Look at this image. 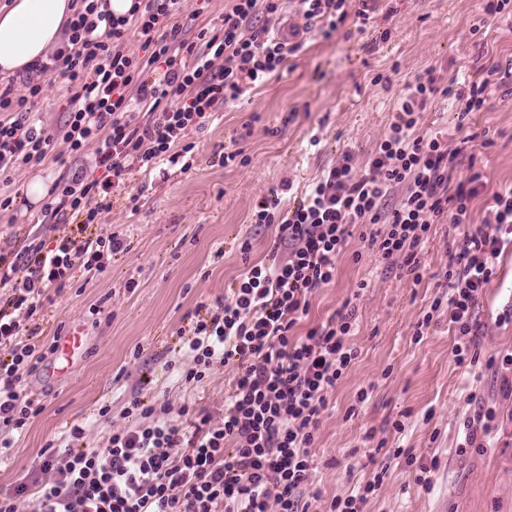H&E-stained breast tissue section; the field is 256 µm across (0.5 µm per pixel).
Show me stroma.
<instances>
[{"label":"stroma","mask_w":512,"mask_h":512,"mask_svg":"<svg viewBox=\"0 0 512 512\" xmlns=\"http://www.w3.org/2000/svg\"><path fill=\"white\" fill-rule=\"evenodd\" d=\"M483 16L481 0H378L364 29L349 20L331 36H302L280 77L247 90L192 131L189 170L176 165L162 175L132 173L99 226L122 233L129 251L115 255L105 274L77 278L50 292L45 303L47 332L60 324L82 329L84 348L66 372H58L54 359L29 377V391L45 408L0 458V491L24 477L47 441L106 402L111 425L87 439L105 445L112 428L127 424L121 411L131 391L168 402L170 419H178L185 392L170 365L182 359L181 333L197 302L224 298L248 266L271 259L277 227L253 223L257 200L286 182L292 194H301L346 151L364 171L407 84L424 70L444 85L453 75L475 77L481 66L512 59V26L496 22L486 36L474 35ZM422 127L464 143L453 179L481 173L486 188L473 200L471 215L474 225L488 227L492 193L512 186V95L494 98L488 110L462 122L447 101L435 98ZM481 132L492 146L483 147ZM232 151L242 152L243 161L222 164ZM26 179L14 177L13 209L0 212V249L8 252L28 244L29 220L44 218L43 209L25 202ZM14 214L20 223H11ZM246 239L252 249L245 255L239 244ZM360 248L359 239L350 238L335 280L316 293L309 315L326 319L349 299L356 308L349 342L357 357L330 396L316 435L313 490L327 501L380 472L383 483L364 512H512V398L503 395L501 373L485 365L512 349V320L502 318L512 303V253L499 258L475 311L479 330L472 347L480 361L465 369L454 361L456 336L447 317L434 319L422 338L414 336L443 283L447 225L432 228L422 252L427 274L419 284L384 272L375 256L354 260ZM362 280L369 286L356 292ZM232 378V366L212 369L195 391L199 408L221 413ZM363 389L368 397L361 403ZM484 406L498 413L486 451L457 455L464 421ZM396 420L403 431H394ZM369 432L383 450L366 444ZM392 448L412 449L426 462L440 459L433 491L415 483L403 460L389 457Z\"/></svg>","instance_id":"1"}]
</instances>
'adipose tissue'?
Returning <instances> with one entry per match:
<instances>
[{
    "mask_svg": "<svg viewBox=\"0 0 512 512\" xmlns=\"http://www.w3.org/2000/svg\"><path fill=\"white\" fill-rule=\"evenodd\" d=\"M72 0H10L0 7V75L25 71L46 60L64 41Z\"/></svg>",
    "mask_w": 512,
    "mask_h": 512,
    "instance_id": "adipose-tissue-1",
    "label": "adipose tissue"
}]
</instances>
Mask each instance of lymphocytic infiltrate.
Instances as JSON below:
<instances>
[{
  "instance_id": "obj_1",
  "label": "lymphocytic infiltrate",
  "mask_w": 512,
  "mask_h": 512,
  "mask_svg": "<svg viewBox=\"0 0 512 512\" xmlns=\"http://www.w3.org/2000/svg\"><path fill=\"white\" fill-rule=\"evenodd\" d=\"M66 41L47 61L32 64L21 82L0 83V185L16 173L45 165L57 144L78 159L55 182L46 211L58 223L79 216L98 223L111 194L131 171L151 174L178 164L194 149L190 130L238 100L245 86L277 76L300 48L273 33L271 20L284 0H229L218 23L200 29L182 19L183 0H137L117 17L107 0H76ZM346 0H295L304 32L332 34L348 16ZM141 45L125 47L129 33ZM66 81L67 115L47 128L32 111L44 77ZM512 84V59L482 67L476 80L438 85L432 72L409 86L365 173L352 154L324 169L305 192L284 205L280 194L258 202L255 224L278 227L272 260L246 270L225 299L198 302L183 344L189 359L177 370L181 385L202 383L217 365H234L224 413L212 419L196 400L180 407L183 424L168 404L130 394L129 423L110 433L102 448L72 447L90 423L71 425L48 441L28 473L0 492V512H311L309 493L318 467L313 446L329 397L357 356L350 303L304 335L315 293L336 277L337 261L352 235L377 254L387 270L420 283L422 246L432 225L448 227L447 294L434 297L415 326L427 333L434 317L447 316L457 336L461 367L478 363L472 337L475 309L497 259L512 248V188L491 196L492 231L473 228L471 202L480 174L453 183L461 147L420 131L428 101L451 100L459 117L485 109L493 92ZM400 198L394 207L386 200ZM130 245L118 233L64 234L10 254L0 252V450L11 449L44 409L26 381L58 342L44 336L49 290L76 277L104 274Z\"/></svg>"
}]
</instances>
